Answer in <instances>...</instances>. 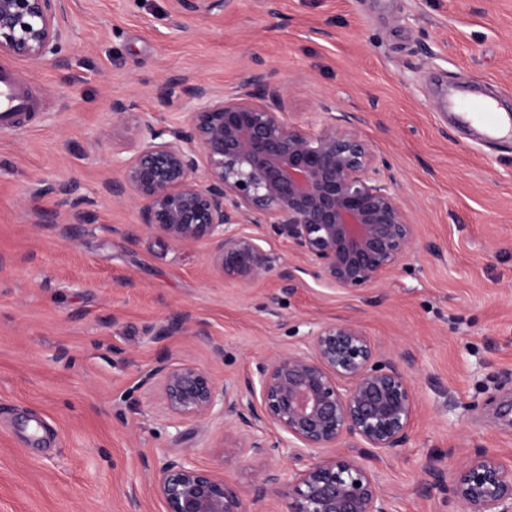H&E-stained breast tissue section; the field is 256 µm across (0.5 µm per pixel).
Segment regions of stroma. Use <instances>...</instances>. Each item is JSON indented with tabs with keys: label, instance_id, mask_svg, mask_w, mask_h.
Here are the masks:
<instances>
[{
	"label": "stroma",
	"instance_id": "35a3bbf8",
	"mask_svg": "<svg viewBox=\"0 0 512 512\" xmlns=\"http://www.w3.org/2000/svg\"><path fill=\"white\" fill-rule=\"evenodd\" d=\"M197 4L68 0L65 63L0 55V75L33 105L0 127V512H164L154 468L185 448L251 512H285L235 424L173 427L141 374L167 357L232 390L311 323L344 318L412 356L419 416L373 467L393 512H441L421 489L426 470L475 448L512 461V141L455 127L446 104L465 88L512 107V0ZM256 59L305 126L328 121L329 100L360 118L419 226L396 275L362 291L308 276L245 285L214 269L207 243L172 244L104 192L130 156L113 97L150 113L170 79L224 90ZM175 313L192 332L147 336Z\"/></svg>",
	"mask_w": 512,
	"mask_h": 512
}]
</instances>
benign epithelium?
<instances>
[{"mask_svg": "<svg viewBox=\"0 0 512 512\" xmlns=\"http://www.w3.org/2000/svg\"><path fill=\"white\" fill-rule=\"evenodd\" d=\"M63 0H0V54L32 63L61 51ZM195 102L181 125L159 126L121 97L112 122L130 132L131 157L106 184L139 209L143 225L174 244L204 240L218 272L245 285L304 273L327 288H371L396 272L418 240L404 199L373 178L376 156L350 117L314 130L289 111L290 91L249 67L229 90L179 79L160 100ZM295 262L279 268L272 250ZM191 329L176 316L147 333L157 342ZM412 359L387 353L354 319L313 323L302 342L260 357L232 392L195 364L160 359L143 382L176 423L217 416L245 431L243 453H289L293 472L261 468L264 490L285 493L286 512H390L391 496L368 461L398 452L417 412ZM364 452L341 451L347 442ZM423 490L459 512H512V463L475 448L448 474L428 471ZM165 512H248L233 484L190 453L154 472Z\"/></svg>", "mask_w": 512, "mask_h": 512, "instance_id": "benign-epithelium-1", "label": "benign epithelium"}]
</instances>
